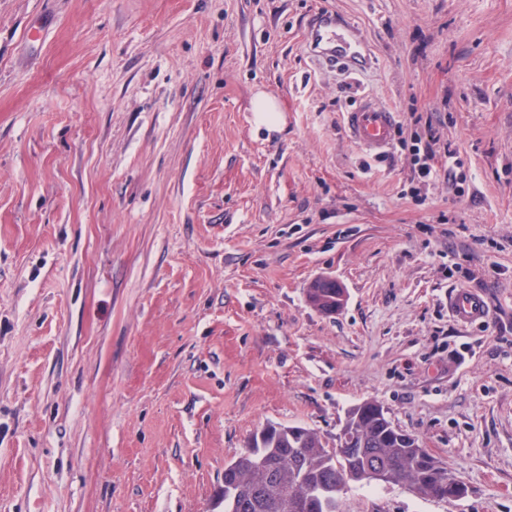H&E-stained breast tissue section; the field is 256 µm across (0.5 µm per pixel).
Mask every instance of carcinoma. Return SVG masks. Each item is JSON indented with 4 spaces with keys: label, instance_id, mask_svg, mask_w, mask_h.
Here are the masks:
<instances>
[{
    "label": "carcinoma",
    "instance_id": "obj_1",
    "mask_svg": "<svg viewBox=\"0 0 512 512\" xmlns=\"http://www.w3.org/2000/svg\"><path fill=\"white\" fill-rule=\"evenodd\" d=\"M343 289L318 281L308 289L310 303L322 312L341 307ZM367 401L351 408L344 434L354 444L329 450L321 435L302 428L295 437L283 434L261 448L242 451L224 472V512H295L307 500V512H341V497L333 492L336 478L370 484L366 473L380 463L384 484L401 485L423 499L455 500L465 496L443 477L435 457L414 447L417 439L396 429Z\"/></svg>",
    "mask_w": 512,
    "mask_h": 512
}]
</instances>
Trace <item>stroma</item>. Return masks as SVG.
<instances>
[{
	"mask_svg": "<svg viewBox=\"0 0 512 512\" xmlns=\"http://www.w3.org/2000/svg\"><path fill=\"white\" fill-rule=\"evenodd\" d=\"M321 11L369 67L313 64ZM365 96L398 114L378 160L343 131ZM366 401L467 493L343 512H512V0H0V512H223L254 431L332 447ZM251 123L257 134L272 133L280 130L282 123L281 107L278 101L264 92H258L252 99ZM416 142L412 144L413 156V176L421 180L429 179L433 174V160L435 151L434 146L439 141L436 131L432 125H424L423 136L417 134ZM343 289L327 286L317 281L312 288L308 289L310 303L322 312H335L341 307ZM448 308L454 318L465 324L481 322L488 314L484 300L468 288L456 290L448 301Z\"/></svg>",
	"mask_w": 512,
	"mask_h": 512,
	"instance_id": "35a3bbf8",
	"label": "stroma"
}]
</instances>
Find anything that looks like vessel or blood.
I'll return each mask as SVG.
<instances>
[{
    "label": "vessel or blood",
    "instance_id": "1",
    "mask_svg": "<svg viewBox=\"0 0 512 512\" xmlns=\"http://www.w3.org/2000/svg\"><path fill=\"white\" fill-rule=\"evenodd\" d=\"M307 47L314 63L320 66L339 65L346 72L355 73L369 63L370 54L362 31L332 11L315 15L308 29ZM397 125L396 112L367 97L344 115L348 139L372 156L389 151ZM448 308L454 318L465 324L482 321L488 314L480 295L467 288L458 289L451 295Z\"/></svg>",
    "mask_w": 512,
    "mask_h": 512
}]
</instances>
